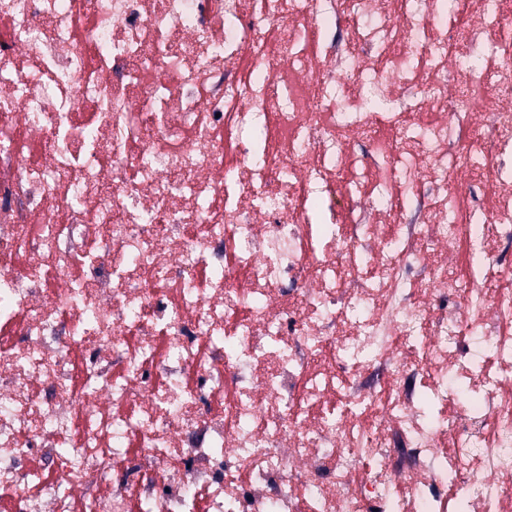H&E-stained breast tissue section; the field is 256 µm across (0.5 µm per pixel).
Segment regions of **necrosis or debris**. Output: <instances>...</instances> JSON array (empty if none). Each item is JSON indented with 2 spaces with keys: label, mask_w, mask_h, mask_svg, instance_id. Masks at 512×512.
Wrapping results in <instances>:
<instances>
[{
  "label": "necrosis or debris",
  "mask_w": 512,
  "mask_h": 512,
  "mask_svg": "<svg viewBox=\"0 0 512 512\" xmlns=\"http://www.w3.org/2000/svg\"><path fill=\"white\" fill-rule=\"evenodd\" d=\"M452 4L0 0L10 512H512V15Z\"/></svg>",
  "instance_id": "obj_1"
}]
</instances>
